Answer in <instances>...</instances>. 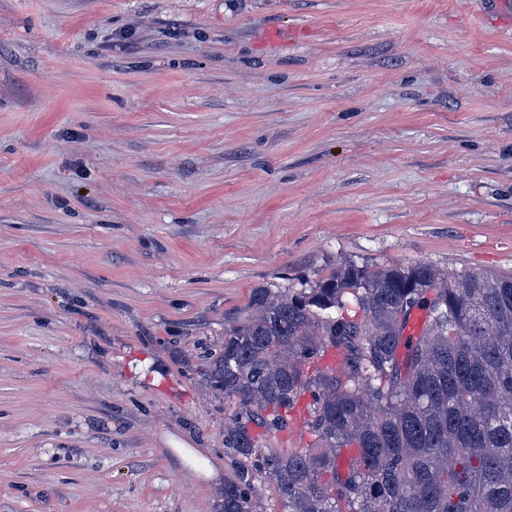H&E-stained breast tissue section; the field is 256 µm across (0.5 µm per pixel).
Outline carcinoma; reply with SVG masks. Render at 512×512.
Here are the masks:
<instances>
[{
	"label": "carcinoma",
	"mask_w": 512,
	"mask_h": 512,
	"mask_svg": "<svg viewBox=\"0 0 512 512\" xmlns=\"http://www.w3.org/2000/svg\"><path fill=\"white\" fill-rule=\"evenodd\" d=\"M249 308L206 371L235 404L219 512L267 489L283 512H512V275L344 263ZM328 348L342 366L309 373ZM304 398L312 444L263 447Z\"/></svg>",
	"instance_id": "cac0c4a2"
}]
</instances>
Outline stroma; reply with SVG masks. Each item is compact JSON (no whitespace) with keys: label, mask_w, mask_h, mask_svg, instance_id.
Wrapping results in <instances>:
<instances>
[{"label":"stroma","mask_w":512,"mask_h":512,"mask_svg":"<svg viewBox=\"0 0 512 512\" xmlns=\"http://www.w3.org/2000/svg\"><path fill=\"white\" fill-rule=\"evenodd\" d=\"M347 261L512 275L511 8L0 0V512H217L209 353Z\"/></svg>","instance_id":"obj_1"}]
</instances>
